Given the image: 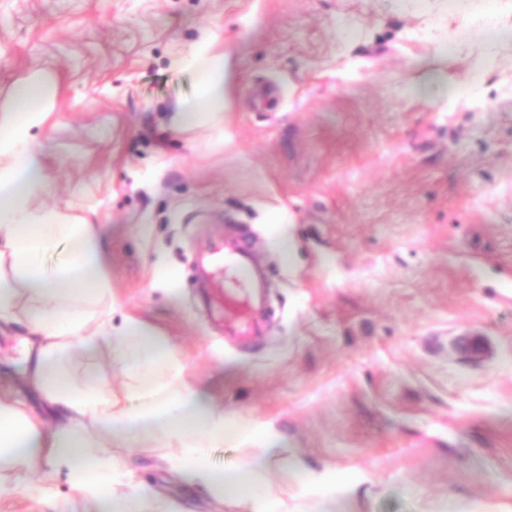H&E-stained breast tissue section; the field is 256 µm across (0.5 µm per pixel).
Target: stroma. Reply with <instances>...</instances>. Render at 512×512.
Wrapping results in <instances>:
<instances>
[{"label":"stroma","mask_w":512,"mask_h":512,"mask_svg":"<svg viewBox=\"0 0 512 512\" xmlns=\"http://www.w3.org/2000/svg\"><path fill=\"white\" fill-rule=\"evenodd\" d=\"M200 48L228 61L218 127L178 121ZM33 74L53 88L33 207L96 224L113 325L150 324L190 384L301 464L268 468L285 507L343 483L325 512L512 506V40H473L437 0H0V113ZM232 223L270 273L250 347L191 279ZM26 337L0 326V393L41 413ZM90 370L128 383L104 352L63 364ZM107 449L147 512H251L186 483L163 443ZM33 480L0 512H83L64 469Z\"/></svg>","instance_id":"1"}]
</instances>
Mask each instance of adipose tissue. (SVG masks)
<instances>
[{"mask_svg": "<svg viewBox=\"0 0 512 512\" xmlns=\"http://www.w3.org/2000/svg\"><path fill=\"white\" fill-rule=\"evenodd\" d=\"M202 98L179 113L182 124L215 119L224 112L223 55L201 51L193 58ZM12 111L0 114V323L24 320L37 350L29 382L46 401L57 423L29 414L0 398V464L10 462L35 472L45 462L66 469L73 488L87 502L88 512H144L138 493L116 496L121 467L91 451L90 435L108 440L176 443L174 468L188 483L211 492L250 501L252 512H277V498L266 481L268 454L278 439L257 434L246 424L229 420L207 394L182 379L176 347L140 318L124 316L113 327L100 305L111 298L95 225L74 221L52 208L31 209L30 201L44 187L32 148L31 131L44 121L49 89L38 76L15 83ZM65 247V259L49 265L46 255ZM30 305L17 315L19 296ZM88 348L106 350L133 380L122 392L66 381L61 364ZM227 442L259 443L261 454L242 459L227 474L211 465L209 449Z\"/></svg>", "mask_w": 512, "mask_h": 512, "instance_id": "1", "label": "adipose tissue"}]
</instances>
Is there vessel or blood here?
Wrapping results in <instances>:
<instances>
[{
	"instance_id": "obj_1",
	"label": "vessel or blood",
	"mask_w": 512,
	"mask_h": 512,
	"mask_svg": "<svg viewBox=\"0 0 512 512\" xmlns=\"http://www.w3.org/2000/svg\"><path fill=\"white\" fill-rule=\"evenodd\" d=\"M203 300L224 318V336L240 344L266 333V273L254 261L243 234L210 240L194 263Z\"/></svg>"
}]
</instances>
